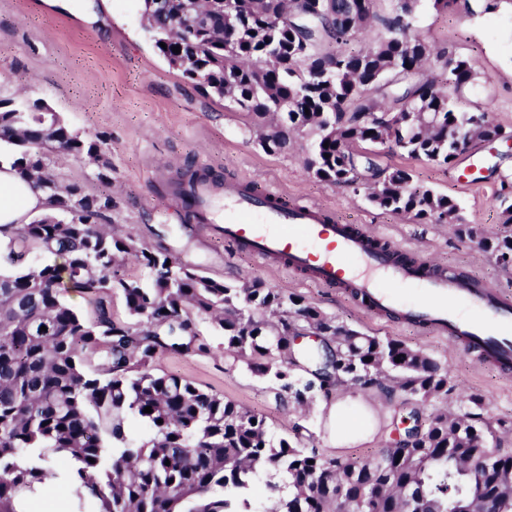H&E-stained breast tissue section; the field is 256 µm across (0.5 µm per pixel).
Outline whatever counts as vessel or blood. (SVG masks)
Listing matches in <instances>:
<instances>
[{
	"label": "vessel or blood",
	"mask_w": 512,
	"mask_h": 512,
	"mask_svg": "<svg viewBox=\"0 0 512 512\" xmlns=\"http://www.w3.org/2000/svg\"><path fill=\"white\" fill-rule=\"evenodd\" d=\"M204 234L250 250L291 274L348 291L371 312L414 320L462 344L480 363L512 366V295L460 281L414 250L376 248V234L342 224L319 204L290 201L255 180L185 189Z\"/></svg>",
	"instance_id": "b4317fda"
}]
</instances>
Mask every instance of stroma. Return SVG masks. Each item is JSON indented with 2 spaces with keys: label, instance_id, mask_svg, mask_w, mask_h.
Returning a JSON list of instances; mask_svg holds the SVG:
<instances>
[{
  "label": "stroma",
  "instance_id": "35a3bbf8",
  "mask_svg": "<svg viewBox=\"0 0 512 512\" xmlns=\"http://www.w3.org/2000/svg\"><path fill=\"white\" fill-rule=\"evenodd\" d=\"M86 2L99 23L53 11L44 0H0V99L22 94L45 99L73 132L99 137L102 157L112 166L115 201L104 224L138 246L167 250L208 276L256 281L274 291L298 294L340 323L401 340L446 364L453 390L436 405L421 407L422 416L437 408L457 409L461 396L480 395L484 418L500 427L495 449L512 453V381L501 380L495 367L478 365L424 326L367 314L341 289L270 270L246 254L228 256L223 240L203 236L197 224L186 221L183 209L166 193L167 182L186 167L220 182L258 179L294 199L332 209L341 223L369 226L451 271L509 290L512 265H501L474 241L459 236L451 224L419 222L384 211L367 201L366 189L353 191L315 179L303 166L306 140L282 153L262 150L242 113L217 102L154 48L144 29L143 0ZM414 30L448 56L474 63L478 77L461 108H491L494 122L512 132V6L490 9L486 0H469L468 5L442 9L434 7L433 0H423ZM466 153L488 159L483 185L458 186L456 167H440L394 150L376 149L374 159L384 168L409 170L415 185L457 199L463 223L499 232L503 219L498 195L503 182L512 183V142L477 140ZM48 161L61 184L76 183L88 194L101 193L96 162L55 152ZM195 330L202 349L159 353L154 371L188 379L264 416L272 438L292 437L299 423L308 429L307 446L324 457H369L390 446L394 428L410 411L402 392L354 387L338 388L331 397L319 395L308 407H296L276 399L272 384L252 373L244 359L225 354L224 338L209 319H196ZM349 398L360 399L362 405L350 407L346 426H366L374 433L369 441L339 448L333 444L336 429L328 413L332 403Z\"/></svg>",
  "mask_w": 512,
  "mask_h": 512
}]
</instances>
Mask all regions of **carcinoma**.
<instances>
[{"label":"carcinoma","mask_w":512,"mask_h":512,"mask_svg":"<svg viewBox=\"0 0 512 512\" xmlns=\"http://www.w3.org/2000/svg\"><path fill=\"white\" fill-rule=\"evenodd\" d=\"M165 2L167 10L147 20L154 46L169 63L178 57L184 75L201 73L224 106L255 119L265 151L286 152L305 138L304 168L317 179L355 192L366 185L373 206L417 221L443 217L512 264L511 193L498 196L504 231L488 235L460 223L454 198L412 185L408 170L381 168L363 151L398 148L453 166L473 139L505 135L490 109L458 108L476 72L469 60L450 58L413 33L421 0H390L384 16L375 0H227L209 14L207 0H196L190 28L187 0ZM374 22L385 36L354 51L325 49ZM433 60L447 72L443 89L429 78ZM48 112L42 99L0 100V142L20 177L54 183L44 152L77 158L99 145L60 117L47 121ZM50 198V212L12 227L5 260L14 271H0V512H18V499L51 471L69 490L72 512H249L243 493L261 478L266 512H336L356 500L365 512H402L403 493L421 500L424 512H448L459 487L476 512L485 499L495 512H512V455L489 448L494 431L478 395L452 416L431 415L422 432L375 456L339 460L298 441H274L264 417L154 372L162 351L203 349L194 320L205 317L224 336V350L247 359L276 384L280 399L296 405L311 402L302 396L308 388L327 396L342 385L379 387L380 374L420 405L453 391L448 368L399 340L353 329L344 336L297 294L204 276L105 230L99 220L112 210L110 194L90 196L70 184L55 186ZM34 249L54 260L25 264ZM128 257L147 281L116 277ZM114 288L136 323L112 317ZM71 290L96 303L95 319L65 300ZM313 328L338 342L326 368L305 354L312 370L304 380L295 374L304 367L292 339ZM129 416L145 424L144 435L131 434Z\"/></svg>","instance_id":"obj_1"}]
</instances>
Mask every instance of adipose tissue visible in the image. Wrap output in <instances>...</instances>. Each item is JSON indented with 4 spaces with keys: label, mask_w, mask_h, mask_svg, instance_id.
I'll return each mask as SVG.
<instances>
[{
    "label": "adipose tissue",
    "mask_w": 512,
    "mask_h": 512,
    "mask_svg": "<svg viewBox=\"0 0 512 512\" xmlns=\"http://www.w3.org/2000/svg\"><path fill=\"white\" fill-rule=\"evenodd\" d=\"M50 209L48 196L21 178L10 162L0 163V243H8L11 227L26 224Z\"/></svg>",
    "instance_id": "obj_1"
}]
</instances>
